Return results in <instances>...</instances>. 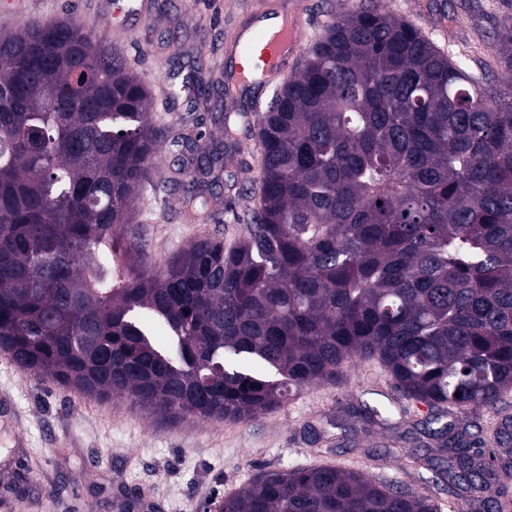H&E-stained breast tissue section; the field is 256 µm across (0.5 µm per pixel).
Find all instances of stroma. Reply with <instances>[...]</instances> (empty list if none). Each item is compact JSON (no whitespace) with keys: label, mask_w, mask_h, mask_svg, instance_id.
I'll use <instances>...</instances> for the list:
<instances>
[{"label":"stroma","mask_w":512,"mask_h":512,"mask_svg":"<svg viewBox=\"0 0 512 512\" xmlns=\"http://www.w3.org/2000/svg\"><path fill=\"white\" fill-rule=\"evenodd\" d=\"M305 23L301 40L310 47L327 22L355 9L359 0H300ZM381 6L414 24L451 56L466 55L471 69L502 89L512 88V71L500 60L496 36L508 9L503 0H380ZM282 0H0V32L73 15L106 45L122 52L143 75L154 101L157 124L210 128L222 138L216 113L229 114L236 130L258 122L273 94H208L182 88L183 70L203 61L213 76L234 72L226 58L234 35L256 18L281 10ZM183 45L172 60L171 42ZM237 166L224 170L219 185L224 208L200 228L183 223L184 193L169 182L177 166L164 148L135 203L124 238H137L149 263L159 264L200 233L232 243L245 231L247 209L259 190V144L242 138ZM388 376L377 363L358 361L344 369L336 386L313 385L293 401L245 421L152 416L121 397L100 399L96 411L84 396L39 376L0 364V396L10 397L20 419L0 424V512H215L228 495L261 470L338 463L367 470L364 449L379 447L387 435L314 438L323 415L353 408L344 424L360 428L361 414L380 407ZM24 447H16V439Z\"/></svg>","instance_id":"1"}]
</instances>
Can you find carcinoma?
<instances>
[{"mask_svg": "<svg viewBox=\"0 0 512 512\" xmlns=\"http://www.w3.org/2000/svg\"><path fill=\"white\" fill-rule=\"evenodd\" d=\"M512 69V21L497 34ZM125 55L70 17L0 35V350L90 397L178 421L249 420L375 361L392 396L363 416L396 428L400 399L431 417L399 440L435 491L338 464L268 470L217 512H508L512 471V91L449 57L378 0L332 19L259 124L260 188L233 245L203 234L149 271L118 231L166 141L190 177L184 215L224 206L207 177L241 154L156 125ZM166 332L160 339L158 330Z\"/></svg>", "mask_w": 512, "mask_h": 512, "instance_id": "carcinoma-1", "label": "carcinoma"}]
</instances>
